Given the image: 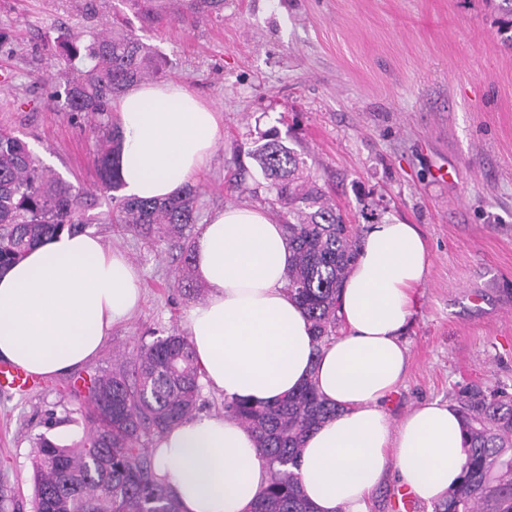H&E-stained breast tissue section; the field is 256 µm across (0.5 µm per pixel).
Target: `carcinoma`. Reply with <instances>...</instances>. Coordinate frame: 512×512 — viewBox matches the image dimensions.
Wrapping results in <instances>:
<instances>
[{
	"mask_svg": "<svg viewBox=\"0 0 512 512\" xmlns=\"http://www.w3.org/2000/svg\"><path fill=\"white\" fill-rule=\"evenodd\" d=\"M504 41L512 46V0H493ZM92 65L65 89L63 111L82 116L95 136L98 187L110 194L113 221L144 234L183 236L196 222L193 188L167 200L119 196L117 163L122 138L110 121L112 101L133 84L159 73L161 62L132 33H94L83 47L67 45L71 60ZM251 151L267 190L288 207L283 227L293 251L286 274L289 293L303 307L316 347L336 336L338 294L361 243L343 214L308 173L302 154L276 130ZM82 197L39 171L28 145L0 130V269L63 231H80ZM203 377L186 337L171 333L136 348L130 360L91 376L84 390L79 441L56 445L36 438L34 512H181L157 475L153 437L195 413ZM453 406L465 434L461 482L433 512H512V394L480 386L459 388ZM224 412L245 425L266 458L269 481L253 512H314L298 471L305 439L336 414L306 382L274 404L224 400Z\"/></svg>",
	"mask_w": 512,
	"mask_h": 512,
	"instance_id": "1",
	"label": "carcinoma"
}]
</instances>
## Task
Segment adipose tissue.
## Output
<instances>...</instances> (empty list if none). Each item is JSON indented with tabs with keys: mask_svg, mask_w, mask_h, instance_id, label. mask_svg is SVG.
<instances>
[{
	"mask_svg": "<svg viewBox=\"0 0 512 512\" xmlns=\"http://www.w3.org/2000/svg\"><path fill=\"white\" fill-rule=\"evenodd\" d=\"M112 109L124 141L126 195L179 196L207 166L222 114L182 84L145 81ZM291 251L282 224L261 208H224L193 244L206 300L189 310L187 336L206 385L227 399L274 403L313 381L336 405L299 458L315 512H370L375 489L395 473L420 502L445 500L465 459L451 406L420 404L392 424L384 403L402 383L400 336L428 273L415 225L370 226L340 295L341 332L316 346L287 288ZM142 301L140 274L99 236L62 232L0 274V361L51 376L93 361L115 325ZM157 470L181 512H251L269 468L250 432L221 414H198L160 437Z\"/></svg>",
	"mask_w": 512,
	"mask_h": 512,
	"instance_id": "adipose-tissue-1",
	"label": "adipose tissue"
}]
</instances>
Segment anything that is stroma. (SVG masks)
<instances>
[{"label": "stroma", "mask_w": 512, "mask_h": 512, "mask_svg": "<svg viewBox=\"0 0 512 512\" xmlns=\"http://www.w3.org/2000/svg\"><path fill=\"white\" fill-rule=\"evenodd\" d=\"M0 0V129L25 141L44 173L82 194L86 230L123 250L144 300L75 373L44 376L30 391L0 392V486L15 512H33V441L54 423L81 420L75 376L107 370L116 350L184 331L207 288L177 283L179 242L112 221L97 188L94 134L63 112L50 89L83 69L61 39L131 32L162 63L157 82L186 85L223 114L208 166L195 182L197 221L247 204L282 220L250 156L275 128L347 223L417 225L430 251L427 281L408 320L409 366L386 406L392 423L425 401L451 402L458 386L512 392V48L486 0Z\"/></svg>", "instance_id": "1"}]
</instances>
